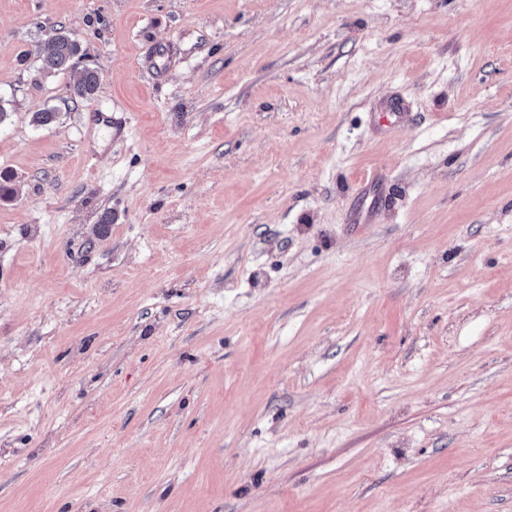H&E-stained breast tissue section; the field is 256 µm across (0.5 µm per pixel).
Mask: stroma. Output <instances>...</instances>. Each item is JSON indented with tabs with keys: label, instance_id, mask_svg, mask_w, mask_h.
<instances>
[{
	"label": "stroma",
	"instance_id": "stroma-1",
	"mask_svg": "<svg viewBox=\"0 0 512 512\" xmlns=\"http://www.w3.org/2000/svg\"><path fill=\"white\" fill-rule=\"evenodd\" d=\"M1 172L0 512H512V0H0ZM79 52V43L68 32L59 30L42 58V68L49 72L70 71L73 76L71 93L76 98L90 100L97 90L98 77L90 68L81 71L73 69L71 62Z\"/></svg>",
	"mask_w": 512,
	"mask_h": 512
}]
</instances>
